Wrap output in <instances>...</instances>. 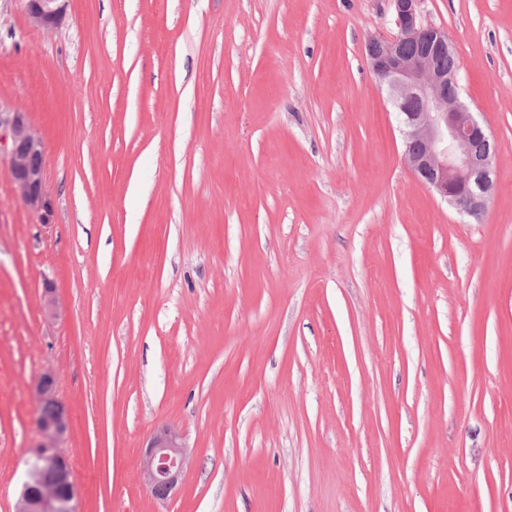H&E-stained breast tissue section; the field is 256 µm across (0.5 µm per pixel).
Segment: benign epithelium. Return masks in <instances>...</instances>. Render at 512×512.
I'll return each instance as SVG.
<instances>
[{"instance_id": "1", "label": "benign epithelium", "mask_w": 512, "mask_h": 512, "mask_svg": "<svg viewBox=\"0 0 512 512\" xmlns=\"http://www.w3.org/2000/svg\"><path fill=\"white\" fill-rule=\"evenodd\" d=\"M420 0H391L396 33L372 37L365 47L366 62L379 86L401 117L402 161L423 185L449 201L460 212L479 221L495 190L496 144L469 106L459 98L458 72L445 70L438 58L455 50L444 30L426 25ZM67 0H27L31 25L50 31L66 14ZM11 140L9 179L23 202L47 224L51 218L44 169L45 145L28 120L16 110L0 114V130ZM484 143L481 152L474 150ZM35 394L38 409L53 406V414L36 416L40 436L33 446L15 512H76L78 485L64 442L70 434L71 415L59 398L50 370L39 378ZM53 468L54 479L44 476L43 465ZM187 466L180 431L163 425L149 439L141 456L146 489L159 500L178 486Z\"/></svg>"}]
</instances>
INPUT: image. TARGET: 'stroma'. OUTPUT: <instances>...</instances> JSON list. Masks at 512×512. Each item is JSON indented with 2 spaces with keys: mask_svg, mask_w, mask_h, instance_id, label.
I'll list each match as a JSON object with an SVG mask.
<instances>
[{
  "mask_svg": "<svg viewBox=\"0 0 512 512\" xmlns=\"http://www.w3.org/2000/svg\"><path fill=\"white\" fill-rule=\"evenodd\" d=\"M420 12L496 142L478 222L402 162L364 58L388 0H68L49 32L0 0V112L53 207L0 147V512L47 368L79 512H512V0ZM2 128L11 140L9 179L23 202L39 214L42 223L48 224L52 211L46 191L44 141L27 113L20 110L5 116L0 113V140L5 136ZM185 448L182 434L171 425H162L149 439L141 456V475L156 499H166L178 486L187 466Z\"/></svg>",
  "mask_w": 512,
  "mask_h": 512,
  "instance_id": "1",
  "label": "stroma"
}]
</instances>
